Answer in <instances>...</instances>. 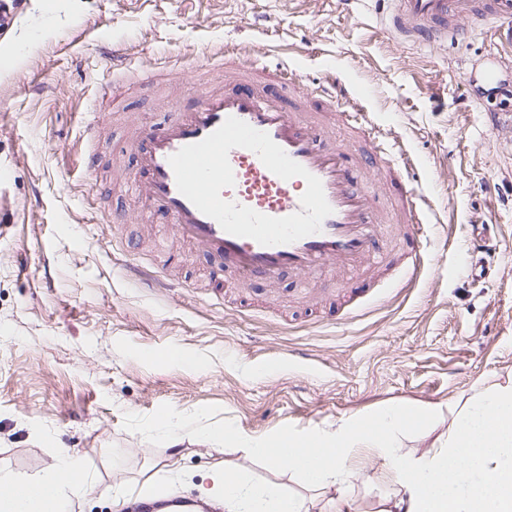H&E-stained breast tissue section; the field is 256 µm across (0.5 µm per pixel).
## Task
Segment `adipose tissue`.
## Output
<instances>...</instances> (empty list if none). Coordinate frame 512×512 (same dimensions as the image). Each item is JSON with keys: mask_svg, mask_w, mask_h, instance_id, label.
Wrapping results in <instances>:
<instances>
[{"mask_svg": "<svg viewBox=\"0 0 512 512\" xmlns=\"http://www.w3.org/2000/svg\"><path fill=\"white\" fill-rule=\"evenodd\" d=\"M439 416L431 407L393 404L373 416L262 436L202 430L205 441L232 443L300 474L316 495L252 485L225 464L211 469L200 490L223 502L224 512H355L353 490L367 475L388 489L378 512H512V379L473 391L421 455L401 453L400 434ZM92 491L79 457L65 453L51 470L0 475V512H70Z\"/></svg>", "mask_w": 512, "mask_h": 512, "instance_id": "ef3b65f1", "label": "adipose tissue"}]
</instances>
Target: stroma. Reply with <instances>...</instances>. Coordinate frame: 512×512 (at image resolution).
<instances>
[{
	"instance_id": "obj_1",
	"label": "stroma",
	"mask_w": 512,
	"mask_h": 512,
	"mask_svg": "<svg viewBox=\"0 0 512 512\" xmlns=\"http://www.w3.org/2000/svg\"><path fill=\"white\" fill-rule=\"evenodd\" d=\"M0 472L51 468L78 455L95 491L72 512H116L112 490L160 484L197 497L218 463L242 464L253 482L306 494L285 469L241 448L187 437L170 444V412L194 428L265 435L302 429L391 403L440 407L444 422L402 438L405 453L447 431L473 385L512 378V104L482 85L493 51L512 83V47L490 20L459 43L421 49L377 22L388 0H0ZM32 40L25 58L11 48ZM251 47L301 82L340 73L365 112L411 161L426 197L427 266L414 282L399 268L327 283L311 306L294 274L214 301L203 257L188 258L176 293L149 292L125 274L163 259L160 224L112 183L131 120L168 119L164 91L120 97L90 146L85 114L104 77L103 57L174 73L198 67L212 42ZM106 195L126 214L103 223ZM489 225L470 272L471 240Z\"/></svg>"
}]
</instances>
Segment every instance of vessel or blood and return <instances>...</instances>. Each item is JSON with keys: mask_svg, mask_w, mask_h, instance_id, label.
I'll return each mask as SVG.
<instances>
[{"mask_svg": "<svg viewBox=\"0 0 512 512\" xmlns=\"http://www.w3.org/2000/svg\"><path fill=\"white\" fill-rule=\"evenodd\" d=\"M386 26L424 47L457 40L466 22L490 18L512 31V0H392ZM112 77L101 100L119 98L126 76L149 84L154 68L108 59ZM198 70L181 79L194 101L165 103L166 122L137 119L125 142L136 162L132 186L147 219L208 264L215 299L225 271L245 281L276 283L294 273L309 283L326 276L403 264L417 273L422 243L421 193L407 180L409 164L396 144L378 140L362 113L340 112L347 86L333 77L317 97L300 87L277 89L283 70H269L237 48L217 44ZM358 134L378 165L367 176L353 160L346 132Z\"/></svg>", "mask_w": 512, "mask_h": 512, "instance_id": "1", "label": "vessel or blood"}]
</instances>
